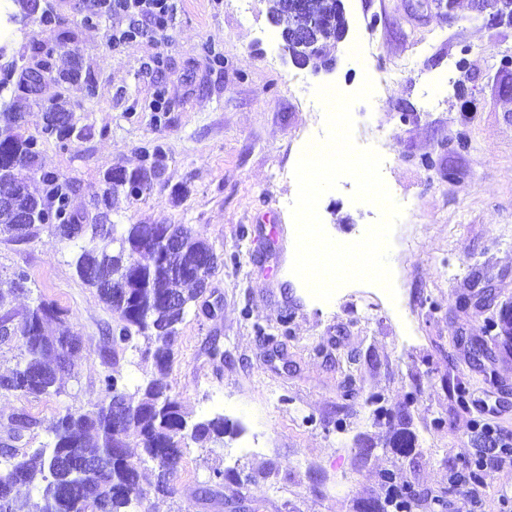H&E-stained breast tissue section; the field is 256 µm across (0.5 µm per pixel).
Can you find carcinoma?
Masks as SVG:
<instances>
[{
  "instance_id": "1",
  "label": "carcinoma",
  "mask_w": 512,
  "mask_h": 512,
  "mask_svg": "<svg viewBox=\"0 0 512 512\" xmlns=\"http://www.w3.org/2000/svg\"><path fill=\"white\" fill-rule=\"evenodd\" d=\"M12 2L27 16L42 11L41 24L52 22L51 10L39 9V0ZM268 2L271 20L288 38V51L316 64L328 62L325 49L336 43L342 26L336 0H314L320 19L307 40L291 38L292 21L283 0ZM8 50L9 43L0 45V89L13 84L33 99L44 109V126L39 137L26 134L24 113L14 101L0 103V185L6 187L0 198L8 200L0 204V235L21 242L48 224L61 238L82 242L76 272L116 316L115 326L107 330L108 341L116 346L144 338L152 371L133 393L119 385L118 377L106 374L98 404L59 413L50 427L51 446L31 453L15 448L0 467V506L10 512H140L149 492L174 493L158 463L179 465L185 440L207 448L237 435L222 415L188 424V414L166 382L179 326L215 272L207 261L212 246L185 224H127L119 230L111 222L112 197L123 194L137 201L162 177L160 144L140 148L139 166H113L104 173L92 219L73 211L76 183L41 171L40 145L53 139L64 146L72 135L83 136L89 128L79 125L80 118L61 99L44 102L38 95L46 84H82L86 96L93 98L97 86L77 63L56 68L54 56L39 40L33 41L32 64L17 75L16 64L7 61ZM33 181L41 184L40 192L30 190ZM27 283L26 272L16 271L8 293L0 291V346L18 342L23 348L15 367L0 373V388L22 396L58 395L63 387L60 372L72 370L64 357L78 353L82 342L52 302L41 299L21 313L9 307L6 295L26 292ZM10 421L8 438L17 444L37 426L22 410ZM132 448L139 452L131 453ZM70 454L90 457L98 465L72 471ZM125 486L134 488L135 495L128 496ZM23 487L36 489L37 495L21 496Z\"/></svg>"
}]
</instances>
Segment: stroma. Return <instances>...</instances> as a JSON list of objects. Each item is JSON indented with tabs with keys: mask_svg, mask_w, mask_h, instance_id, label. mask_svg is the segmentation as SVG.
I'll return each instance as SVG.
<instances>
[{
	"mask_svg": "<svg viewBox=\"0 0 512 512\" xmlns=\"http://www.w3.org/2000/svg\"><path fill=\"white\" fill-rule=\"evenodd\" d=\"M40 4L75 35L57 68L80 64L97 83L93 98L42 90L63 94L91 130L45 142L42 169L76 181L73 207L90 216L106 170L162 144L163 177L141 200L113 199V223L186 224L224 255L179 327L166 381L191 417L221 414L239 433L224 448L185 442L175 494L148 496L142 512H364L384 499L388 474L416 494L408 512H512V458L484 468L476 509L448 482L457 456L479 447V425L512 432V343L499 330L512 308V23L488 24L472 0L449 11L343 0L348 33L330 50L333 70L316 74L283 51L268 0H176L166 31L116 50L107 40L124 18L86 20L80 0ZM368 78L354 139L383 138V180L414 207L391 234L395 297L350 283L326 305L292 272L293 171L306 140L325 133L315 88L351 93ZM353 191L341 179L318 203L339 243L378 220ZM78 252L47 225L25 242L0 236V278H29L15 307L53 302L82 339L63 394L0 396V440L23 410L38 425L22 446L50 445L58 413L97 404L106 373L132 390L150 374L138 348L104 360L115 317L78 277ZM401 421L414 438L406 453L389 445ZM227 468L247 483L204 494Z\"/></svg>",
	"mask_w": 512,
	"mask_h": 512,
	"instance_id": "35a3bbf8",
	"label": "stroma"
}]
</instances>
